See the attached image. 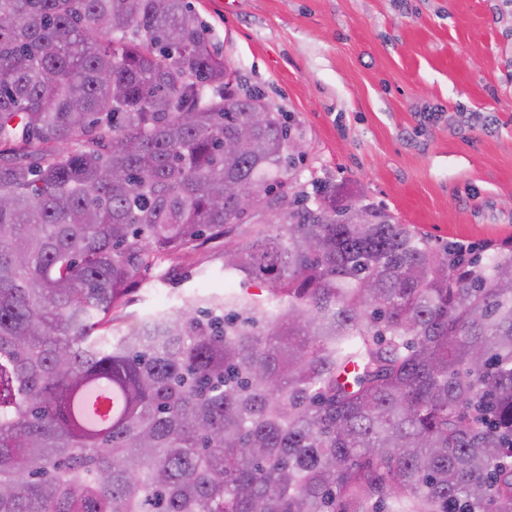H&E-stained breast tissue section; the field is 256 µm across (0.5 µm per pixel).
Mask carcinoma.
<instances>
[{"label": "carcinoma", "mask_w": 512, "mask_h": 512, "mask_svg": "<svg viewBox=\"0 0 512 512\" xmlns=\"http://www.w3.org/2000/svg\"><path fill=\"white\" fill-rule=\"evenodd\" d=\"M233 76L187 0H0V512H512V241L309 194ZM224 252V239L221 237L207 240L195 253L185 256L172 263H167L160 269L151 270L149 279L150 288H140L129 294L128 303L121 313L123 326H133L138 319L160 307L159 299L164 298V307L175 302L179 295L187 296L194 293H208L224 291V289H239L233 281H224L222 260ZM208 268L207 276L197 273L198 267ZM163 272L169 273L177 285L163 282L158 276Z\"/></svg>", "instance_id": "carcinoma-1"}]
</instances>
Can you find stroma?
Segmentation results:
<instances>
[{
  "label": "stroma",
  "mask_w": 512,
  "mask_h": 512,
  "mask_svg": "<svg viewBox=\"0 0 512 512\" xmlns=\"http://www.w3.org/2000/svg\"><path fill=\"white\" fill-rule=\"evenodd\" d=\"M190 3L242 84L300 128L304 185H358L439 246L512 239V0ZM223 252L212 238L150 271L122 324L227 289Z\"/></svg>",
  "instance_id": "stroma-1"
}]
</instances>
